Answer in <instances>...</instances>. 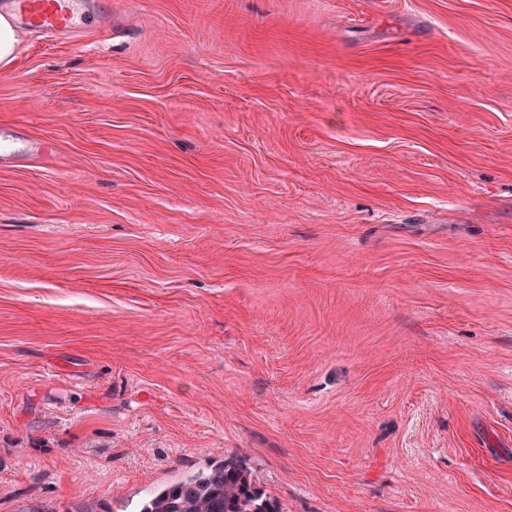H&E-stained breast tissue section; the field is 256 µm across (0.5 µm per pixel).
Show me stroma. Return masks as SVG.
Returning a JSON list of instances; mask_svg holds the SVG:
<instances>
[{"label": "stroma", "mask_w": 512, "mask_h": 512, "mask_svg": "<svg viewBox=\"0 0 512 512\" xmlns=\"http://www.w3.org/2000/svg\"><path fill=\"white\" fill-rule=\"evenodd\" d=\"M103 2L0 70V512H512V0ZM56 145L49 138L29 136L18 125H0V170H12L34 160L51 159ZM139 512H279L253 480L231 460L154 491Z\"/></svg>", "instance_id": "obj_1"}]
</instances>
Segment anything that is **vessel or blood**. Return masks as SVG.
<instances>
[{
    "instance_id": "1",
    "label": "vessel or blood",
    "mask_w": 512,
    "mask_h": 512,
    "mask_svg": "<svg viewBox=\"0 0 512 512\" xmlns=\"http://www.w3.org/2000/svg\"><path fill=\"white\" fill-rule=\"evenodd\" d=\"M41 39H70L87 28L107 30L112 16L102 0H0V15ZM56 154L54 141L29 136L18 125H0V170H12Z\"/></svg>"
}]
</instances>
